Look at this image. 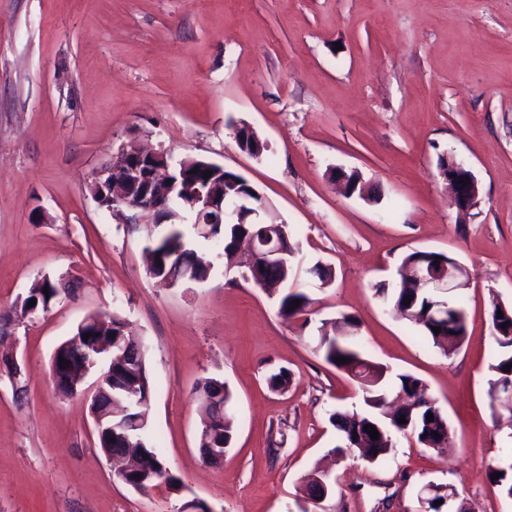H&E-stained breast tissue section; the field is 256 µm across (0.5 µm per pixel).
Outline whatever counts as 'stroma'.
<instances>
[{
  "label": "stroma",
  "instance_id": "1",
  "mask_svg": "<svg viewBox=\"0 0 512 512\" xmlns=\"http://www.w3.org/2000/svg\"><path fill=\"white\" fill-rule=\"evenodd\" d=\"M267 145L242 151L233 125ZM201 157L255 186L304 261L308 314L227 269L213 251L205 283L168 286L146 272L145 233L87 190L121 146ZM463 162L479 199L461 214L437 168ZM381 198L344 196L335 169ZM415 250L464 264L468 340L446 356L383 307ZM72 274L76 293L32 318L31 285ZM512 305V0H0V312L14 313L17 379L0 373V512H425L426 484H449L469 512H512L490 478L512 455V412L488 396L491 297ZM92 312L118 314L147 345L152 443L183 488L119 482L89 404L62 397L55 349ZM359 322L368 358L419 377L448 418L449 449L394 435L388 459L335 461L337 410L358 409L355 381L316 350L322 321ZM291 377L275 392L268 377ZM205 378L232 393L236 432L218 465L197 436ZM332 470L320 506L306 475Z\"/></svg>",
  "mask_w": 512,
  "mask_h": 512
}]
</instances>
